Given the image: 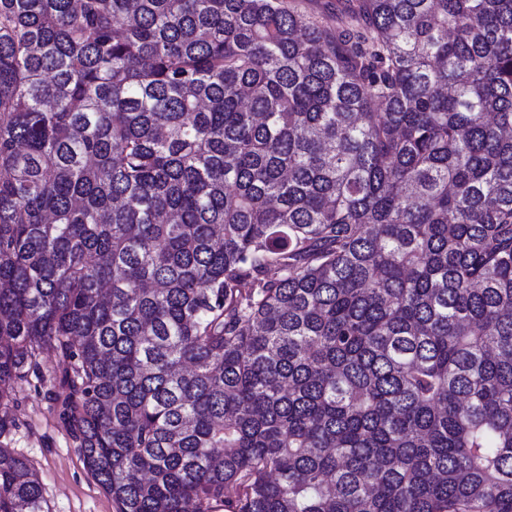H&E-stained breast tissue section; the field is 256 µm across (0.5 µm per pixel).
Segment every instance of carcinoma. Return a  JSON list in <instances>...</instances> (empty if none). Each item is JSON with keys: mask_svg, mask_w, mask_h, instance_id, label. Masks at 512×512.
<instances>
[{"mask_svg": "<svg viewBox=\"0 0 512 512\" xmlns=\"http://www.w3.org/2000/svg\"><path fill=\"white\" fill-rule=\"evenodd\" d=\"M45 346L115 512H512V0H0V431ZM307 19L316 20L327 25L336 24V14L346 0H286Z\"/></svg>", "mask_w": 512, "mask_h": 512, "instance_id": "carcinoma-1", "label": "carcinoma"}]
</instances>
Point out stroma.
I'll list each match as a JSON object with an SVG mask.
<instances>
[{
	"label": "stroma",
	"instance_id": "1",
	"mask_svg": "<svg viewBox=\"0 0 512 512\" xmlns=\"http://www.w3.org/2000/svg\"><path fill=\"white\" fill-rule=\"evenodd\" d=\"M40 375L15 383L13 423L0 431V446L24 458L38 476L51 512H114L111 497L87 471L62 416L64 365L40 350Z\"/></svg>",
	"mask_w": 512,
	"mask_h": 512
}]
</instances>
